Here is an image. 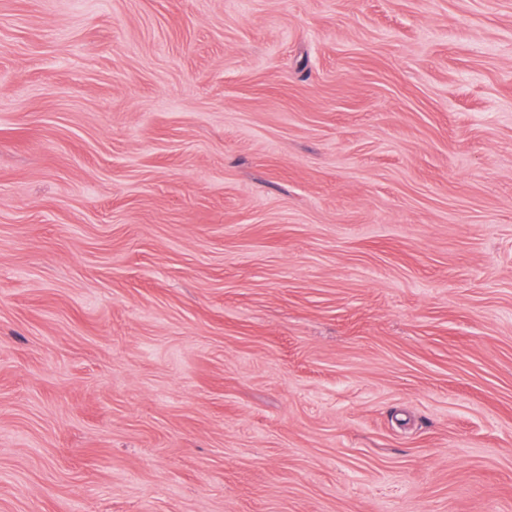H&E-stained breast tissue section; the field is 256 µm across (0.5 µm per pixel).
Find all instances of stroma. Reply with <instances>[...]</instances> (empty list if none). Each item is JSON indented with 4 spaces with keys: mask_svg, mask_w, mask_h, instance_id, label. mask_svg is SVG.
<instances>
[{
    "mask_svg": "<svg viewBox=\"0 0 512 512\" xmlns=\"http://www.w3.org/2000/svg\"><path fill=\"white\" fill-rule=\"evenodd\" d=\"M0 512H512V0H0Z\"/></svg>",
    "mask_w": 512,
    "mask_h": 512,
    "instance_id": "1",
    "label": "stroma"
}]
</instances>
